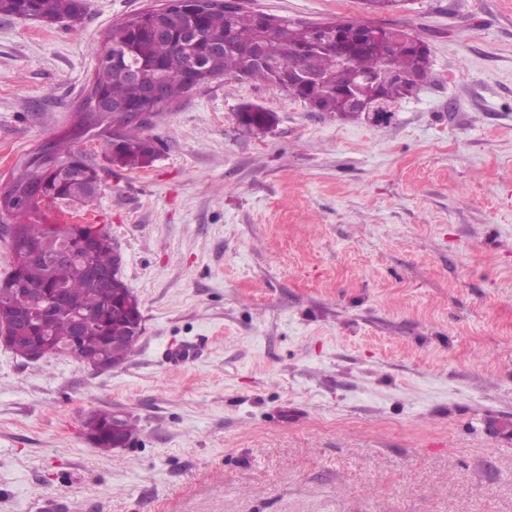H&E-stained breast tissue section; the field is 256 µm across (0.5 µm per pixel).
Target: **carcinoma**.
<instances>
[{
    "label": "carcinoma",
    "mask_w": 512,
    "mask_h": 512,
    "mask_svg": "<svg viewBox=\"0 0 512 512\" xmlns=\"http://www.w3.org/2000/svg\"><path fill=\"white\" fill-rule=\"evenodd\" d=\"M371 13L393 12L403 0H363ZM87 10L86 0H0V16L28 17L44 22L63 19L77 20ZM276 31L266 33L259 24L258 13L245 10L235 0H217L200 14L172 7L160 14L138 13L112 26L104 37L100 51L125 57V63L110 68L100 93L114 102L127 103L130 111H138L137 99L147 88L159 86L164 105L169 106L187 96L191 89L169 71L173 61L184 51L181 41L190 40L193 30L224 36V50L200 57L201 66L219 78L240 74L250 81L277 85L276 67L301 62V49L318 37L314 25L294 22L286 17L273 18ZM166 28L172 37L157 39L153 30ZM331 30L339 29L338 47L322 52L312 59L313 67L321 74L320 83L306 87L290 84L284 88L289 98L303 102L317 112H328L338 117L351 115L346 94L352 92L361 99L379 96L383 106L384 122L394 117L401 101L411 96L427 80L430 72L431 50L427 43L401 28H387L385 51L392 57L396 75L381 88H376L370 77L382 66V54L362 44L365 26L347 18L326 22ZM349 57L343 63L340 56ZM242 126L252 133H264L274 123L273 112L258 106L246 105L238 112ZM93 128L100 129L109 144L107 161L121 169L145 168L155 159L153 142L141 134L136 118L121 119L120 127H113L111 119L99 112L95 94L85 97L78 121L69 135L79 138ZM57 137L45 140L26 155L15 168L11 184L0 195L10 198L26 188V182L37 180L46 185L51 199L70 196L80 199L97 181V165L86 155L62 146ZM61 163L79 165L81 179L74 183L57 180L44 156ZM16 224L17 237L9 242L12 257L40 249L49 252L57 246V231L51 229L44 215H30L28 208L16 203L7 210ZM83 233L97 239L93 261L98 271L108 275L109 287L90 276L82 261L53 262L29 260L21 264L20 280L29 288L28 307L33 313L30 331L14 338L12 346L17 354L29 360H40L53 354L69 353L72 334L69 313L65 310L46 311L42 299L53 288H65L77 309L88 321L89 328L80 340L81 352L101 360L110 368L126 363L135 353L136 342L129 340L142 327L143 317L139 302L115 268V256L110 234L103 228ZM15 298L6 292L0 295V326L14 322ZM84 429L94 448L109 452L112 441V412L95 411L87 416Z\"/></svg>",
    "instance_id": "obj_1"
}]
</instances>
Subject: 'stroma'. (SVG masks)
<instances>
[{
	"label": "stroma",
	"instance_id": "obj_1",
	"mask_svg": "<svg viewBox=\"0 0 512 512\" xmlns=\"http://www.w3.org/2000/svg\"><path fill=\"white\" fill-rule=\"evenodd\" d=\"M162 2L0 18V190L74 125L112 24ZM238 2L402 27L431 76L388 124L225 76L143 127L155 160L85 209L144 331L105 371L0 345V512H512V0ZM96 410L134 440L93 448ZM238 119L242 126L252 133H264L274 123L273 112L258 106L246 105L238 112Z\"/></svg>",
	"mask_w": 512,
	"mask_h": 512
}]
</instances>
